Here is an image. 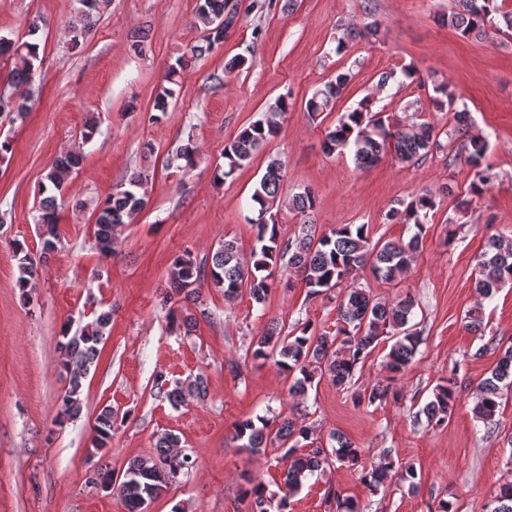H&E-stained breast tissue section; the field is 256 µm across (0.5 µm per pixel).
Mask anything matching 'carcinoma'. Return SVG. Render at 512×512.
<instances>
[{"mask_svg": "<svg viewBox=\"0 0 512 512\" xmlns=\"http://www.w3.org/2000/svg\"><path fill=\"white\" fill-rule=\"evenodd\" d=\"M110 0H87L81 15L72 26V49L81 46V39L93 30L107 11ZM225 0H199L196 20L202 26L201 42L190 46L186 56L198 59L213 50L212 41L218 36L217 26L224 20ZM444 25L464 35L512 33V12L501 11L498 0H454L452 10L442 14ZM380 22L367 16V21L354 27L347 37L337 40L336 52L346 46V38L377 39ZM6 57L7 84L22 85L30 81L35 63L40 58L39 46L27 40L0 38V57ZM404 76L425 93L403 108L402 115L372 109L373 103L363 99L357 108L344 112L333 127L326 129L324 148L327 153L350 151L357 168L365 169L377 163L386 153H391L401 164L416 165L429 156L450 149L448 158L464 161L473 173L467 189L468 198L457 201L459 206H469L473 199L497 179V173L486 162L489 144L479 136L470 134L472 120L467 108L459 106L462 100L454 89L445 83L428 85L415 67L403 69ZM352 80L349 71L339 72L325 84L305 105L313 118L334 109L337 99ZM291 107L288 97L277 99L275 106L263 113L262 118L250 124L224 146V166L214 169V178L222 181L250 162L253 155L272 138L276 137ZM451 114L452 126L445 130L438 124L424 119V112ZM446 140H441V137ZM83 161L79 153H67L48 168L42 184L46 193L40 201L42 235L41 258L58 249L60 234L56 224L57 194L68 185ZM149 175L133 174L128 186L109 195L98 207L93 228L97 249L109 253L114 248L115 228L138 214L148 202ZM285 180L284 165L273 158L266 172L254 189L251 200L257 205V218L249 219L257 230L258 247L250 257H245L236 241L224 240L202 262L184 253L176 256L170 269L171 291L162 297V304L169 306L173 324L185 329L193 326L192 314L179 317L174 304L184 307L190 301L197 303L201 287L208 285L223 293L224 300L233 301L248 292L257 306H265L273 288L274 268L285 265L295 273L308 295H318L330 288L343 290L337 305L338 325L335 335L320 332L309 322L302 323L298 333L286 331L285 326L272 322L252 344V358L271 360L291 379L289 394L302 398L307 395L317 377L328 375L339 388H351L359 364L374 352L384 340L391 341L384 367L392 373L403 372L415 357L419 346V332L413 323L415 300L408 296L397 303L381 302L370 294V289L358 281V272L370 267L373 275L381 280H397L421 252L428 216L437 206V196L424 191L408 201H399L385 215L388 224H412L416 232L406 241L396 239L373 240L367 224H338L331 234L319 238L307 232L301 237L284 239L280 225L272 213L273 206L283 199ZM53 194H47V191ZM315 194L308 188L288 196V208L308 214L315 207ZM18 256L19 276L16 285L22 295L30 299L37 288V264L22 244L15 246ZM479 273L474 287L478 296L489 299L507 282L512 281V240L500 235L488 239L478 262ZM112 320V311L95 313L75 335L69 327L62 330L58 343L61 364L68 380L62 395L59 419L72 420L82 411L83 381L100 354L99 345ZM154 387L165 394L174 406H181L189 399L203 393V380L199 377L187 383L169 385L164 372L154 376ZM512 387V344L504 347L491 375L479 385L478 397L473 407L475 418L486 425L496 422L502 409L503 390ZM390 398L388 387L377 383L353 392L354 402L361 406L378 407ZM456 404V392L451 384L434 386L430 400L420 410L431 426H443ZM306 410L295 407L291 416L281 420L246 419L235 429L241 447L254 455L264 454L270 447L286 449L282 495L269 492L265 484L257 482L245 489L250 499V512H289L291 497L302 487L303 481L316 471L333 462L356 466L363 451L349 438L332 433L335 445L324 448L311 446L308 438L311 427L306 423ZM118 416L112 406H103L96 417V436L93 452L98 454L112 445V432ZM180 437L164 431L155 437L153 451L129 463L124 479L115 484L112 474L97 472L99 486L104 491L118 494L127 512H143L144 506L160 497L171 482L191 467L190 456L180 450ZM399 480L415 488L418 473L408 465H396L391 454L384 455L377 465L361 470V479L375 489L382 486L392 471ZM326 502L335 506L333 512H360V507L329 489ZM492 512H512V485L504 486L495 497Z\"/></svg>", "mask_w": 512, "mask_h": 512, "instance_id": "cac0c4a2", "label": "carcinoma"}]
</instances>
